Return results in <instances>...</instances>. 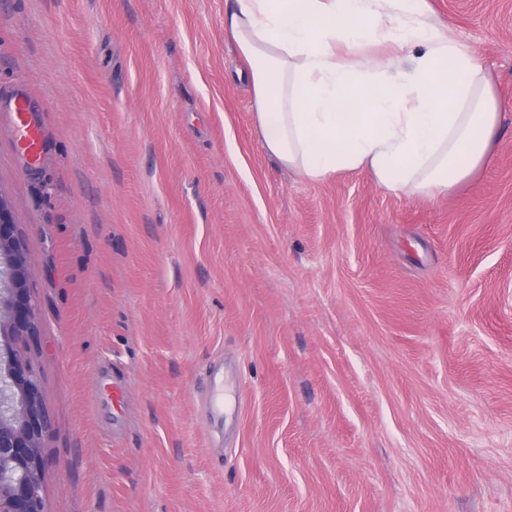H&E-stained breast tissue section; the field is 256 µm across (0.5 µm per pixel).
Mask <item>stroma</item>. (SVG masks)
<instances>
[{
    "mask_svg": "<svg viewBox=\"0 0 512 512\" xmlns=\"http://www.w3.org/2000/svg\"><path fill=\"white\" fill-rule=\"evenodd\" d=\"M231 4L0 0V88L46 140L29 164L0 123L46 512H512V0H428L501 112L434 196L271 157Z\"/></svg>",
    "mask_w": 512,
    "mask_h": 512,
    "instance_id": "obj_1",
    "label": "stroma"
}]
</instances>
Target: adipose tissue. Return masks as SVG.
Instances as JSON below:
<instances>
[{
  "instance_id": "1",
  "label": "adipose tissue",
  "mask_w": 512,
  "mask_h": 512,
  "mask_svg": "<svg viewBox=\"0 0 512 512\" xmlns=\"http://www.w3.org/2000/svg\"><path fill=\"white\" fill-rule=\"evenodd\" d=\"M224 36L248 64L265 149L305 179L365 168L392 192L444 191L491 152L494 90L427 0H235ZM382 43L387 65L366 53Z\"/></svg>"
}]
</instances>
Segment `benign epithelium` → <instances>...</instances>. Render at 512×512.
I'll use <instances>...</instances> for the list:
<instances>
[{"mask_svg":"<svg viewBox=\"0 0 512 512\" xmlns=\"http://www.w3.org/2000/svg\"><path fill=\"white\" fill-rule=\"evenodd\" d=\"M39 336L37 304L12 204L0 199V512H44L40 483L51 425L37 372L19 346Z\"/></svg>","mask_w":512,"mask_h":512,"instance_id":"obj_1","label":"benign epithelium"}]
</instances>
